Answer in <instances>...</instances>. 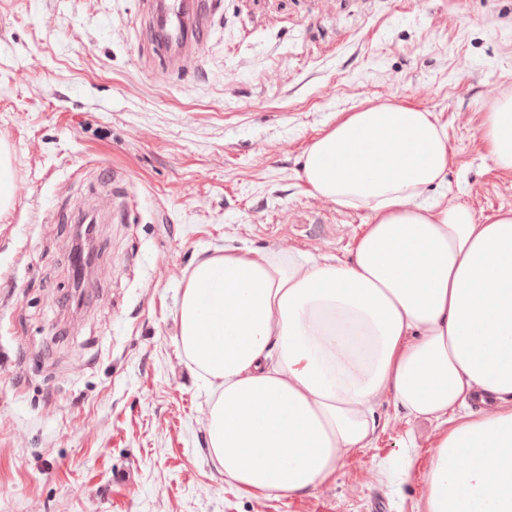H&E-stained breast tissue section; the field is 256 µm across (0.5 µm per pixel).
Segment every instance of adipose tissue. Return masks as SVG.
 Segmentation results:
<instances>
[{
    "instance_id": "adipose-tissue-1",
    "label": "adipose tissue",
    "mask_w": 512,
    "mask_h": 512,
    "mask_svg": "<svg viewBox=\"0 0 512 512\" xmlns=\"http://www.w3.org/2000/svg\"><path fill=\"white\" fill-rule=\"evenodd\" d=\"M485 139L512 170V98L487 113ZM448 167L432 113H352L303 160L316 195L369 212L350 259L228 249L194 263L178 336L225 483L293 498L330 481L388 392L444 425L423 512H512V209L481 223L424 202ZM459 455L474 466L456 470Z\"/></svg>"
}]
</instances>
